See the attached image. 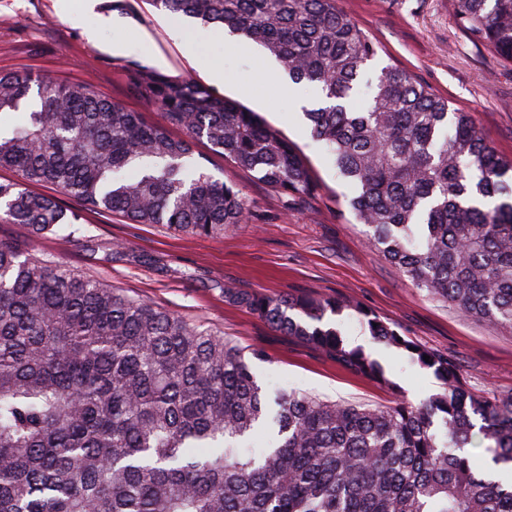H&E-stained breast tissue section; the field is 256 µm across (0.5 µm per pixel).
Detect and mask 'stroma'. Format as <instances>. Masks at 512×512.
<instances>
[{
	"instance_id": "35a3bbf8",
	"label": "stroma",
	"mask_w": 512,
	"mask_h": 512,
	"mask_svg": "<svg viewBox=\"0 0 512 512\" xmlns=\"http://www.w3.org/2000/svg\"><path fill=\"white\" fill-rule=\"evenodd\" d=\"M0 0V73L29 72L83 82L146 121L156 106L133 95L124 63L134 60L163 74L190 78L256 112L302 155L319 185L301 203L259 181L207 143L194 146L208 172L239 188L251 202L247 223L217 238L193 236L163 224H134L112 213L81 211L79 223L31 240L26 226L1 224L0 237L32 242L34 257L64 263L73 272L218 331L244 353L265 357L253 365L268 391L296 389L326 401L371 407L392 405L387 389L336 366L318 350L275 331L259 317L225 302L224 288L277 296L314 295L352 301L393 324L401 335L448 356L474 392L512 393V328L466 317L452 304L415 288L397 266L371 250L369 230L348 206L354 187L336 174L313 139L299 100L314 92L289 82L254 44L217 38L210 29L179 23L152 0ZM376 40L378 66L407 70L450 109L468 113L481 137L512 158V63L474 42L458 25L454 0H339ZM109 25H102V18ZM216 63L211 78L201 60ZM346 339L376 356L407 400L435 395L429 370L372 342L359 323L339 316Z\"/></svg>"
}]
</instances>
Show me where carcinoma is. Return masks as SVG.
<instances>
[{
    "mask_svg": "<svg viewBox=\"0 0 512 512\" xmlns=\"http://www.w3.org/2000/svg\"><path fill=\"white\" fill-rule=\"evenodd\" d=\"M273 56L321 105L304 112L368 243L427 294L512 327V159L410 72L367 78L378 45L338 0H153ZM458 25L512 62V0H455ZM130 85L171 137L88 85L0 74V223L35 239L78 221L46 183L134 224L221 237L250 215L241 190L194 156L204 140L295 200L317 183L255 113L192 79L135 61ZM245 308L360 377L401 387L327 316L354 312L371 338L433 370L427 401L379 408L288 390L269 398L223 335L42 262L0 238V512H512V394L472 392L447 357L334 297L226 288ZM429 360H424V356ZM483 448L490 464L472 463Z\"/></svg>",
    "mask_w": 512,
    "mask_h": 512,
    "instance_id": "carcinoma-1",
    "label": "carcinoma"
}]
</instances>
